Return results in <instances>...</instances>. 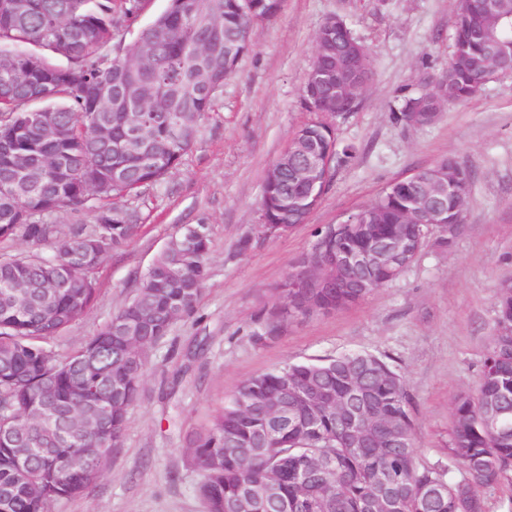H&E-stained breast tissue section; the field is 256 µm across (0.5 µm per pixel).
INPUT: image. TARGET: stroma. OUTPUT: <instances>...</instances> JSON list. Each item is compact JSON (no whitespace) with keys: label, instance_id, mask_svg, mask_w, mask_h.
<instances>
[{"label":"stroma","instance_id":"35a3bbf8","mask_svg":"<svg viewBox=\"0 0 512 512\" xmlns=\"http://www.w3.org/2000/svg\"><path fill=\"white\" fill-rule=\"evenodd\" d=\"M454 10L455 0H284L276 18L255 23L251 51L225 80L181 165L118 199L138 213L140 228L104 256L94 303L56 342L63 354L83 345L132 298L172 234L209 226L210 276L195 314L150 350L152 368L101 478L53 512H207L188 434L251 376L352 352L384 358L403 377L422 459L447 464L453 398L475 390L495 296L512 281V74L429 125L394 119L405 98L431 90L447 68ZM332 14L370 54L371 84L355 111L335 119L339 143L358 151L337 167L307 223L267 237L258 231L264 177L312 118L302 89L315 34ZM449 156L472 180L462 230L448 247L438 244L444 229L431 226L416 261L364 300L257 336L282 302L288 273L311 252L316 228Z\"/></svg>","mask_w":512,"mask_h":512}]
</instances>
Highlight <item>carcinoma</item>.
I'll return each instance as SVG.
<instances>
[{
  "instance_id": "1",
  "label": "carcinoma",
  "mask_w": 512,
  "mask_h": 512,
  "mask_svg": "<svg viewBox=\"0 0 512 512\" xmlns=\"http://www.w3.org/2000/svg\"><path fill=\"white\" fill-rule=\"evenodd\" d=\"M0 0V241L21 238L32 251L0 255V512H50V505L83 493L102 475L101 455L119 445L130 409L149 371V349L191 316L209 276L210 231L187 225L166 243L126 302L82 347L61 354L53 346L98 292L103 257L137 232L127 211L99 207L95 223L60 235L48 218L96 195L123 197L162 180L199 138L216 95L251 48V28L281 11L283 0H168L122 53L110 44L115 15L133 18L141 0ZM456 0L448 68L435 87L405 99L395 119L445 107L477 94L483 81L512 69V48L480 43L479 29L512 45V0ZM353 34L341 16L325 19L316 35L302 104L322 116L304 124L288 153L264 179L261 212L268 224L307 220L325 190L295 207L297 171L306 153H333L331 168L353 157L337 150L328 113L329 88L345 81L366 87L368 61L349 64ZM149 116L148 130L132 135V113ZM102 127L105 135L96 133ZM471 175L452 158L422 169L423 181L394 195L385 190L366 206L374 234L398 231L421 206L425 189L446 174ZM56 242L55 254L37 249ZM369 237L349 224L314 248H362ZM336 299V291L307 289L308 313ZM496 316L476 391L452 403V467L421 461L411 401L402 377L384 359L366 353L286 364L246 380L188 440L202 480L207 512H376L387 499L394 512H485L481 491L512 472V431L489 437L481 410L493 407L512 426V284L500 287ZM352 377L368 390L367 413L393 417L404 444L359 447L346 433L338 402L297 411L278 424L268 403L285 387H317L335 395ZM327 457L328 469L310 468L300 494L280 477L305 460ZM434 490L427 495L423 490Z\"/></svg>"
}]
</instances>
